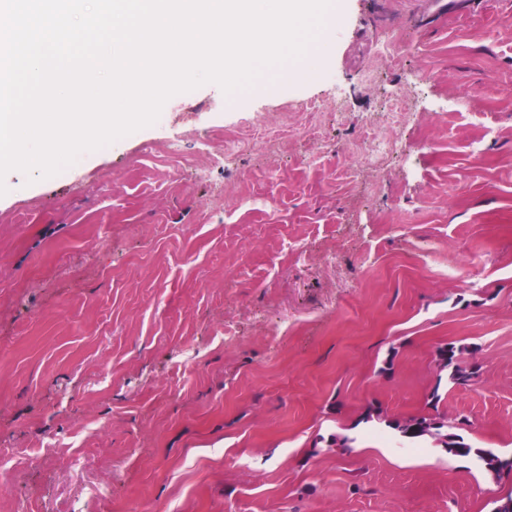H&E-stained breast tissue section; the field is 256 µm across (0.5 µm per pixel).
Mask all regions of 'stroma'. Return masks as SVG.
Listing matches in <instances>:
<instances>
[{"label": "stroma", "mask_w": 512, "mask_h": 512, "mask_svg": "<svg viewBox=\"0 0 512 512\" xmlns=\"http://www.w3.org/2000/svg\"><path fill=\"white\" fill-rule=\"evenodd\" d=\"M305 64L238 105L175 95L53 177L6 175L0 512L512 494V472L363 420L434 414L512 458V0H336ZM450 343L474 349L470 385L438 363Z\"/></svg>", "instance_id": "35a3bbf8"}]
</instances>
